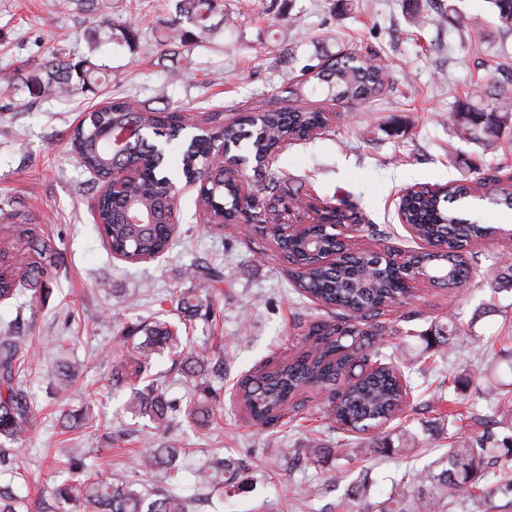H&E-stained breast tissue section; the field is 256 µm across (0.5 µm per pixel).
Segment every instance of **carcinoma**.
<instances>
[{
	"instance_id": "carcinoma-1",
	"label": "carcinoma",
	"mask_w": 512,
	"mask_h": 512,
	"mask_svg": "<svg viewBox=\"0 0 512 512\" xmlns=\"http://www.w3.org/2000/svg\"><path fill=\"white\" fill-rule=\"evenodd\" d=\"M180 11L192 19L201 31L211 30L209 20L217 0H179ZM500 24L512 29V0H491ZM314 79L312 90L322 91L337 103L364 101L375 97L385 85L383 68L353 54L307 66ZM96 67L86 60L53 57L44 74L30 75L27 82L32 94L68 96L77 90L92 92L98 87ZM327 117L320 111L288 107L263 112L259 122L246 117L227 124L219 131L200 129L193 135L182 156L184 176L205 182L201 202L214 212L246 211L248 202L235 196L234 186L217 173L205 171L209 157L217 155L224 142H244L254 157L279 147L285 139L307 140L312 131L326 128ZM455 134L461 139L496 137L501 129L512 126V103L494 101L478 108L465 100L457 102L449 115ZM183 126L173 121L168 109H151L127 99L109 101L89 113L71 134L77 162L99 178L112 174V167L146 166L143 180L129 183L117 196L106 193L97 203V224L102 226L111 251L141 261L164 254L170 244L169 228L164 224L168 191L174 183L166 175L164 157L154 152L151 137L174 140ZM465 185L450 181L440 185L438 194L429 198L411 196L405 205L406 221L418 235L448 242V252L416 257L440 274L434 283L455 288L464 286L471 269L467 247L487 237L491 228L467 224L454 203L465 198ZM34 252L46 262L55 256L49 239H33ZM286 250L299 258L304 271H295L293 281L303 293L323 307L342 310V322L318 325L304 339L305 350L291 361L266 363L245 376L238 384L241 406L255 424L265 427L279 421L289 404L303 388H331L328 419L337 430L362 432L369 424L387 423L396 418L404 401L401 371L391 363H380L364 370L369 358L380 355L379 345L385 326L377 321L384 308L408 295L410 285L403 267L378 265L363 251L350 253L338 268L319 264L314 248L303 240H291ZM44 274L33 263L11 277L0 278V300L14 295L12 281L33 280ZM123 339L129 343L116 365L117 374L131 387L129 404L149 418L157 434L171 427L170 414L177 411L155 383L141 388L151 369L152 355L169 350L181 354L183 336L179 324L157 321L128 325ZM31 345L22 336H0V438L18 441L31 431L36 408L19 382L22 365L30 362ZM210 361L206 352L193 351L185 356V369L197 374ZM183 448L140 449L139 467L149 472L161 465H171ZM512 458V436L498 438L494 431L449 443L444 469L438 473L424 470L413 477L393 482L391 494L376 512H443L444 502L468 492L469 512L486 509L496 492L512 491V468L495 473L491 461ZM71 473L84 477L53 487L52 494L61 503L80 512H186V502L170 490H160L149 501L132 488L125 472L110 467L86 471L85 454L73 448L68 457ZM197 471L213 472L216 485H234L238 473L224 462L204 455L197 460ZM0 512H24L23 502L9 486L0 488Z\"/></svg>"
}]
</instances>
